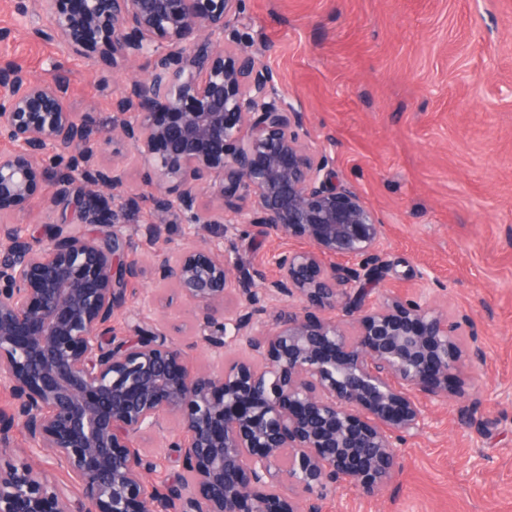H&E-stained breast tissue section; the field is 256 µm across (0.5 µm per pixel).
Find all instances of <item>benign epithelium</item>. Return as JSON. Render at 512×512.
<instances>
[{
  "instance_id": "7a95c632",
  "label": "benign epithelium",
  "mask_w": 512,
  "mask_h": 512,
  "mask_svg": "<svg viewBox=\"0 0 512 512\" xmlns=\"http://www.w3.org/2000/svg\"><path fill=\"white\" fill-rule=\"evenodd\" d=\"M242 2L34 0L29 33L66 55L148 60L112 116V142L149 169L152 218L131 234L137 198L125 164L101 162L91 113L73 111L61 80L0 68V387L12 396L0 512H324L340 482L372 495L390 481L397 445L425 426L422 401L448 396L457 331L473 319L411 299L366 304L384 225L302 141L304 113L258 49L226 41ZM50 169L43 204L60 219L38 236L23 216ZM228 209L304 247L259 280L231 260L229 238L140 264L135 238L226 224ZM147 272L193 307L192 335L215 363L193 372L166 333L112 330ZM236 342L246 354L223 358ZM167 417L190 479L149 488L157 462L135 443ZM42 454L72 485L30 463Z\"/></svg>"
}]
</instances>
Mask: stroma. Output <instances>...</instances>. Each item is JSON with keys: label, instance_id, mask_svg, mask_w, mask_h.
<instances>
[{"label": "stroma", "instance_id": "35a3bbf8", "mask_svg": "<svg viewBox=\"0 0 512 512\" xmlns=\"http://www.w3.org/2000/svg\"><path fill=\"white\" fill-rule=\"evenodd\" d=\"M0 0V64L66 77L75 111L93 112L112 161V101L146 61L103 73L28 37ZM229 35L250 41L276 87L304 113L302 137L327 149L337 177L377 212L385 266L371 301L422 298L467 313L481 363L464 364L449 396L424 404L427 425L399 448L401 466L375 495L343 483L326 512H512V0H243ZM237 259L272 276L295 241L238 227ZM161 287L132 283L118 335L163 324L193 339L191 308L157 307ZM174 422L144 450L148 482L185 474Z\"/></svg>", "mask_w": 512, "mask_h": 512}]
</instances>
